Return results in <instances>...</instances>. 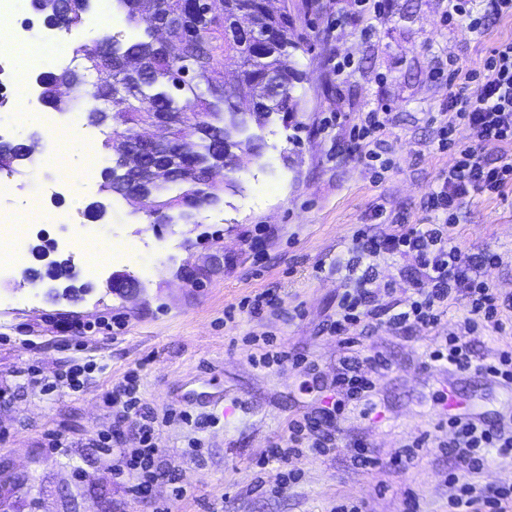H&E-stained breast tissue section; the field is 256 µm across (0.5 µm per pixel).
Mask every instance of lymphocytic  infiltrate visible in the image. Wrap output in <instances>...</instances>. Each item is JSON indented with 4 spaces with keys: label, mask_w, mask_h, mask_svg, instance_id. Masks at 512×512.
<instances>
[{
    "label": "lymphocytic infiltrate",
    "mask_w": 512,
    "mask_h": 512,
    "mask_svg": "<svg viewBox=\"0 0 512 512\" xmlns=\"http://www.w3.org/2000/svg\"><path fill=\"white\" fill-rule=\"evenodd\" d=\"M453 76L458 89L449 97L448 110L440 120L439 148L454 151L457 159L441 173L437 189L429 193L426 202L428 211L444 215V224H421L379 238L361 233L354 241L362 261L383 253L414 258L423 275L417 297L408 308L380 316L368 304L366 277H359L357 288L346 294L339 306L335 329L341 334L351 326L379 318L395 330L411 324L432 329L447 315L449 300L463 290L469 306L461 331L437 345L429 354L430 360L447 362L461 373L474 370L511 384L512 350L501 351L484 362L476 359L465 339L466 333L482 322L499 333L512 329L502 318L503 311L512 310V296L496 295L485 281L472 275L474 269L495 265L498 257L490 251L477 257L463 254L444 226L456 220L467 199L479 194L499 196L512 187V158L500 156L491 162L484 156L488 147L512 143V39L493 46L479 68L457 69ZM390 124V113L373 110L362 113L353 125L352 136L368 160H379L382 136ZM461 126L469 129V141L457 139ZM448 425L454 430L448 452L457 463L456 470L448 474L453 512H505L512 503V488H483L472 477L481 473L487 449L512 455V433L465 414L450 415Z\"/></svg>",
    "instance_id": "obj_1"
}]
</instances>
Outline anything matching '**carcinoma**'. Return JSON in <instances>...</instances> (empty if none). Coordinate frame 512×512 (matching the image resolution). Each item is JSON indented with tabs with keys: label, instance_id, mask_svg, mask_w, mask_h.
I'll return each mask as SVG.
<instances>
[{
	"label": "carcinoma",
	"instance_id": "carcinoma-1",
	"mask_svg": "<svg viewBox=\"0 0 512 512\" xmlns=\"http://www.w3.org/2000/svg\"><path fill=\"white\" fill-rule=\"evenodd\" d=\"M211 1L222 3L226 20L234 16L236 4L254 5L253 25L259 30L275 31L278 40L256 46L252 38L237 30L230 34L225 28H214L216 15L209 12ZM157 2L159 11L185 19L180 58L167 57L152 39L102 37L100 42L121 58V64L112 66V83H95L86 90L85 111L90 123H104L108 113L99 109L98 102L118 93L124 99L122 111L127 113L120 136L133 135L138 125L155 112L174 115V134L197 136V152L180 158L179 169L171 177L152 176L145 167L134 171L118 152L114 153L113 165L102 170L103 190L124 198L134 178L148 179L154 207L146 214L155 224H169L176 210L181 217H189L190 207L199 199L220 200V188L201 183L209 169L223 165L227 171H235L240 152L254 158L262 156L263 138L250 132L251 127L264 128L274 115L284 122L290 118L296 107L292 91L298 72L290 65L289 57L299 45L292 39L293 19L288 10L271 8L266 0ZM31 4L47 25L65 29L80 23L88 8V0H31ZM76 54L89 71L103 63L96 45H81ZM220 56L228 65L240 69V89L235 95L224 94V86L219 84L216 66ZM61 78L54 72H44L40 77L41 100L54 109L67 107L55 92ZM258 88L272 93L273 111H253L251 92ZM27 159L29 150L24 144L0 147V171L17 174Z\"/></svg>",
	"mask_w": 512,
	"mask_h": 512
}]
</instances>
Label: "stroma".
I'll use <instances>...</instances> for the list:
<instances>
[{
	"label": "stroma",
	"mask_w": 512,
	"mask_h": 512,
	"mask_svg": "<svg viewBox=\"0 0 512 512\" xmlns=\"http://www.w3.org/2000/svg\"><path fill=\"white\" fill-rule=\"evenodd\" d=\"M288 8L299 44L297 110L288 127L272 118L261 158L243 157L219 204L194 209L188 222L154 224L102 191L101 177L73 179L58 208L84 209L86 218L35 226L12 280L0 279V462L29 474L19 496L37 501V512H63L72 499L79 512H448L449 400L512 428V385L428 359L465 318V295L435 330L366 333L361 349L385 364L367 371L373 389L363 398L336 395L348 350L333 331L354 286L355 235L433 221L426 198L455 156L438 150L429 116L448 109L449 67H478L512 38V18L479 0L478 37L446 24L448 0H388L378 22L359 16L356 0H288ZM138 32L113 0H92L82 24L62 31L63 57L34 62L17 82L80 69L77 45ZM344 58L348 76L331 79ZM381 106L393 117L385 169L349 137L360 113ZM97 201L107 206L100 218L89 211ZM447 230L464 253L496 252L498 264L479 276L512 295V188L471 198ZM67 237L102 250L120 238L130 249L91 275ZM45 239L58 244L54 259L72 262L71 293L46 281L17 285L26 271L44 270L32 250ZM112 271L138 279L139 296L109 291ZM421 279L411 258L381 255L372 300L405 305ZM262 292L273 307L250 313L246 301ZM130 381L134 406L113 397ZM148 416L158 453L151 493L138 498L126 461ZM280 446L291 451L287 461L271 458ZM362 446L378 458L375 469L360 467ZM406 453L411 463L396 465Z\"/></svg>",
	"instance_id": "1"
}]
</instances>
